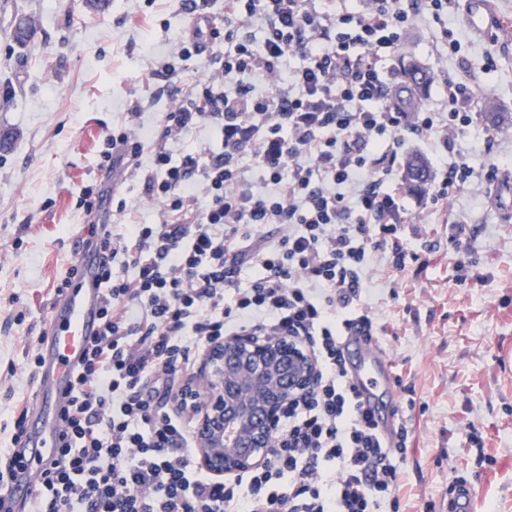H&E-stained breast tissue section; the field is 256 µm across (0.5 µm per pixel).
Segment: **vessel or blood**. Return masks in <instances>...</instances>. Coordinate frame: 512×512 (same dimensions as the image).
<instances>
[{
    "mask_svg": "<svg viewBox=\"0 0 512 512\" xmlns=\"http://www.w3.org/2000/svg\"><path fill=\"white\" fill-rule=\"evenodd\" d=\"M465 7L473 30L487 32L493 24L487 0H465ZM77 265L80 277L54 301L37 344L40 364L34 403L28 412L27 435L15 450L18 463L7 491L17 512H26L37 476L60 459V413L71 394V373L81 360L86 340L99 329L102 289L98 265L82 254L77 257ZM345 341L356 342L351 335ZM359 345L361 357L349 364L348 378L364 404L375 409L381 393L393 388L391 363L378 342L370 340ZM475 496L470 484H456L448 500V512H473Z\"/></svg>",
    "mask_w": 512,
    "mask_h": 512,
    "instance_id": "vessel-or-blood-1",
    "label": "vessel or blood"
}]
</instances>
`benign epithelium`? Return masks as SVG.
Returning <instances> with one entry per match:
<instances>
[{"label":"benign epithelium","instance_id":"7a95c632","mask_svg":"<svg viewBox=\"0 0 512 512\" xmlns=\"http://www.w3.org/2000/svg\"><path fill=\"white\" fill-rule=\"evenodd\" d=\"M193 439L200 466L216 478L264 464L288 404L312 388L310 351L291 336H226L202 360Z\"/></svg>","mask_w":512,"mask_h":512}]
</instances>
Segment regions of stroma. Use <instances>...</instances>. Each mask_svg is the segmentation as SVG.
Instances as JSON below:
<instances>
[{"mask_svg":"<svg viewBox=\"0 0 512 512\" xmlns=\"http://www.w3.org/2000/svg\"><path fill=\"white\" fill-rule=\"evenodd\" d=\"M183 0H112L96 12L87 0H0V448L11 445V407L32 397L36 379L24 349L38 336L54 288L74 262L91 220L126 231L129 213L160 222L163 206L142 193V172L122 175L126 211L90 218L77 202L100 186L104 140L126 129L149 139L170 98L150 69L173 63L177 86L206 78L205 58L177 60L174 38L188 26ZM496 27L475 33L463 7L445 24L416 17L398 54L385 64L397 77L413 54L434 76L425 103L437 109L448 78H463L473 107L493 100L498 124L478 118L462 144L476 171L512 173V0H490ZM36 28L14 40L19 18ZM462 43L452 55L441 39ZM465 232L471 263L458 270L449 239ZM415 260L390 268L373 253L363 274L361 305L376 320L410 431L401 462L398 512H448L456 479L477 492L475 512H512V223L493 197L472 187L449 198L446 217L403 225Z\"/></svg>","mask_w":512,"mask_h":512,"instance_id":"35a3bbf8","label":"stroma"}]
</instances>
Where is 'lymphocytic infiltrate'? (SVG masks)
<instances>
[{
  "label": "lymphocytic infiltrate",
  "instance_id": "f902f5d3",
  "mask_svg": "<svg viewBox=\"0 0 512 512\" xmlns=\"http://www.w3.org/2000/svg\"><path fill=\"white\" fill-rule=\"evenodd\" d=\"M453 0H363L330 12L316 0H224L223 21L207 42L180 33L177 55L210 56L221 66L199 88L172 85L175 67L150 70L170 81L171 106L144 146L123 131L106 138L101 169L127 170L143 150L152 167L142 186L164 207L158 224H132L113 239L107 224L88 228L102 252L101 331L75 374L62 418L61 462L41 472L30 512H380L395 502L408 431L382 439L346 378L343 338L352 328L375 335L357 307L370 251L392 267L410 256L401 175L407 141L449 151L475 120L471 90L449 80L444 111L395 112L383 68L412 20L442 22ZM261 23V47L243 37ZM300 59L289 75L287 55ZM235 75L234 94L218 91ZM270 79L267 92L256 84ZM217 125L222 152L174 159L168 147L202 124ZM250 154L268 185L255 191L241 163ZM466 159L428 190V208L478 181ZM279 225V243L253 244L245 228ZM257 276L240 287V259ZM131 268L113 276L114 263ZM243 333L299 337L317 367L316 386L289 406L266 464L215 478L202 470L186 406H163L177 377L201 350Z\"/></svg>",
  "mask_w": 512,
  "mask_h": 512
}]
</instances>
